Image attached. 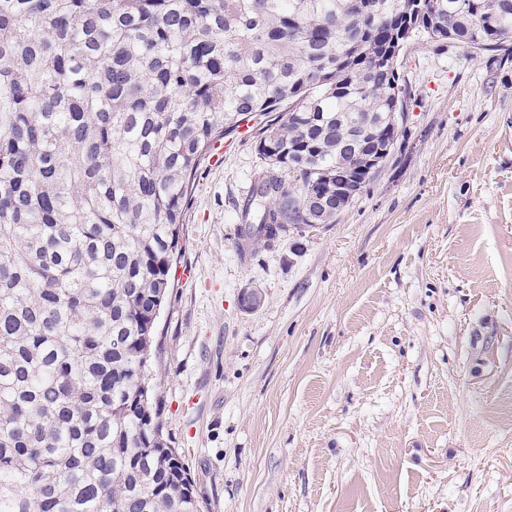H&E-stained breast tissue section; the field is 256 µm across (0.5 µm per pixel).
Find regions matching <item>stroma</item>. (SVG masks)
<instances>
[{
	"mask_svg": "<svg viewBox=\"0 0 512 512\" xmlns=\"http://www.w3.org/2000/svg\"><path fill=\"white\" fill-rule=\"evenodd\" d=\"M401 73L337 223L239 250L253 141L197 173L157 392L200 512H512V60L413 44Z\"/></svg>",
	"mask_w": 512,
	"mask_h": 512,
	"instance_id": "35a3bbf8",
	"label": "stroma"
}]
</instances>
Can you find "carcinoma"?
<instances>
[{
    "instance_id": "obj_1",
    "label": "carcinoma",
    "mask_w": 512,
    "mask_h": 512,
    "mask_svg": "<svg viewBox=\"0 0 512 512\" xmlns=\"http://www.w3.org/2000/svg\"><path fill=\"white\" fill-rule=\"evenodd\" d=\"M350 2L0 0V512H199L152 380L214 144L265 165L241 240L334 224L408 45L512 54V0Z\"/></svg>"
}]
</instances>
